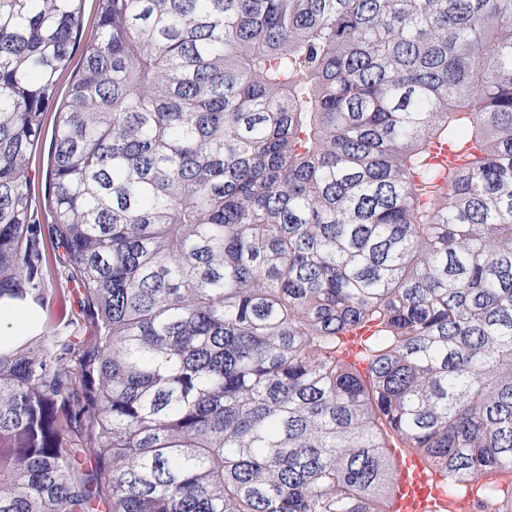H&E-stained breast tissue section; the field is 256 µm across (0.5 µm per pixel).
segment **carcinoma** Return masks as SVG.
<instances>
[{"instance_id": "obj_1", "label": "carcinoma", "mask_w": 512, "mask_h": 512, "mask_svg": "<svg viewBox=\"0 0 512 512\" xmlns=\"http://www.w3.org/2000/svg\"><path fill=\"white\" fill-rule=\"evenodd\" d=\"M0 0V512H388L389 440L512 512V0ZM436 143L474 152L429 162ZM99 14L98 0H84L82 2V25L77 38V48L69 65L59 75V89L64 90L76 75L81 49L88 41H91L97 34V21ZM79 42V44H78ZM60 100L51 101L45 109L43 118L44 126L49 129L48 138L39 143L37 149L30 159L32 175L35 179L32 183V220L35 224H40L42 228H47L53 222V213L50 207L51 189L46 181V172L50 165V132L56 123ZM71 272L62 256L60 260L49 258L44 268V290L28 295L41 314V329L36 336L33 335L39 330L40 314L35 304L28 297L23 300L7 295L0 298V351H12L25 337L23 344H39L45 334L44 325L51 323L53 336L59 341L74 339L73 336L85 343L93 341L96 325L87 312L83 291L71 279Z\"/></svg>"}]
</instances>
